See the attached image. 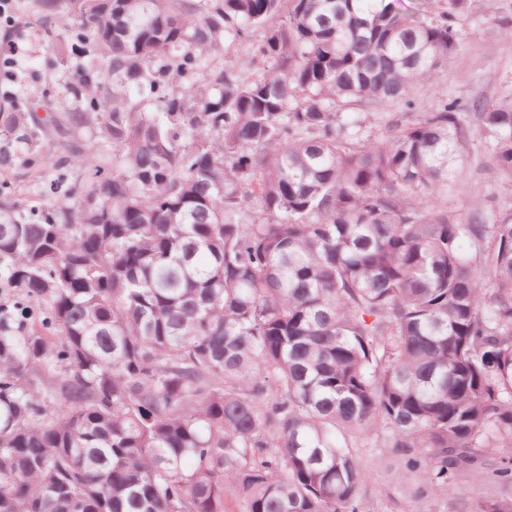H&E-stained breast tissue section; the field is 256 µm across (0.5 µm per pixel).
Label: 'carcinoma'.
<instances>
[{"label":"carcinoma","mask_w":512,"mask_h":512,"mask_svg":"<svg viewBox=\"0 0 512 512\" xmlns=\"http://www.w3.org/2000/svg\"><path fill=\"white\" fill-rule=\"evenodd\" d=\"M400 2L36 0L81 107L0 127L96 139L69 202L0 200V512H362L373 437L420 494L512 482V198L448 206L466 112L512 193V86L410 115L471 0Z\"/></svg>","instance_id":"cac0c4a2"}]
</instances>
